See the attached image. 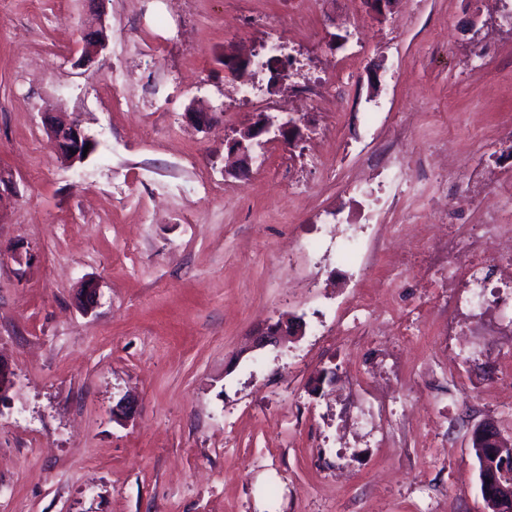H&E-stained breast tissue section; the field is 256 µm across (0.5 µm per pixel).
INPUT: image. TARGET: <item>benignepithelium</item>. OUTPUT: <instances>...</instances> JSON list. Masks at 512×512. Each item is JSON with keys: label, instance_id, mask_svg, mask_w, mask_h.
<instances>
[{"label": "benign epithelium", "instance_id": "obj_1", "mask_svg": "<svg viewBox=\"0 0 512 512\" xmlns=\"http://www.w3.org/2000/svg\"><path fill=\"white\" fill-rule=\"evenodd\" d=\"M84 57L90 59L94 52L107 45L104 27L86 32L83 38ZM252 67V58H239L224 55V71L241 76ZM44 124L60 159L69 165L84 160L83 149L88 153L96 150L97 143L88 135L78 118L68 121L58 119L54 114L44 115ZM304 138L301 124L288 112H257L253 121L239 131L232 139V147L239 153L234 174L245 177L250 172L252 152L265 149L272 142H282L295 146ZM305 331L302 318L284 315L276 322L268 324L257 334L253 348L268 345L279 346L290 336H301ZM478 434L485 444L481 449L484 460V474L480 479V491L488 512H512V449L502 438L497 426L484 421L477 427Z\"/></svg>", "mask_w": 512, "mask_h": 512}]
</instances>
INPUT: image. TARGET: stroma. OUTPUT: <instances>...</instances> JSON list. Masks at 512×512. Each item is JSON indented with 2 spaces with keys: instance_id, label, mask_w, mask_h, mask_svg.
<instances>
[{
  "instance_id": "stroma-1",
  "label": "stroma",
  "mask_w": 512,
  "mask_h": 512,
  "mask_svg": "<svg viewBox=\"0 0 512 512\" xmlns=\"http://www.w3.org/2000/svg\"><path fill=\"white\" fill-rule=\"evenodd\" d=\"M501 0H0V512H485L471 433L512 441V311L395 254L483 221L512 175ZM106 47L82 60L81 36ZM278 40L342 94L239 97L224 53ZM223 107L209 129L190 108ZM289 109L298 146L228 143ZM95 139L61 162L47 112ZM473 191L449 224L440 204ZM378 258L336 257L325 222ZM26 264H18L17 256ZM98 300L85 310L77 287ZM365 298L345 336L353 295ZM304 336L256 350L283 314ZM136 413L112 417L122 397Z\"/></svg>"
}]
</instances>
